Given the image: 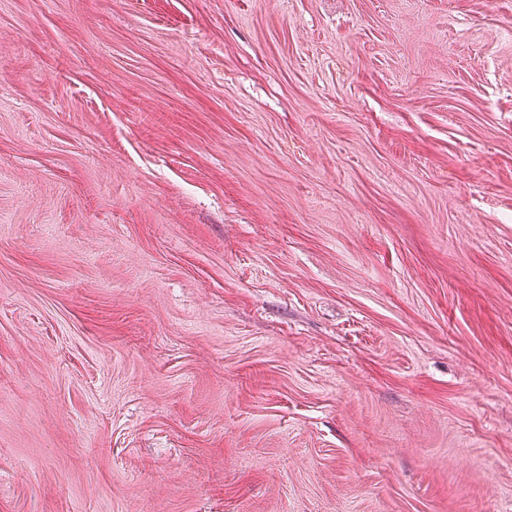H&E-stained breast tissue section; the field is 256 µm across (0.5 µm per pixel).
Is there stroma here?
Segmentation results:
<instances>
[{"label":"stroma","instance_id":"35a3bbf8","mask_svg":"<svg viewBox=\"0 0 512 512\" xmlns=\"http://www.w3.org/2000/svg\"><path fill=\"white\" fill-rule=\"evenodd\" d=\"M0 512H512V0H0Z\"/></svg>","mask_w":512,"mask_h":512}]
</instances>
